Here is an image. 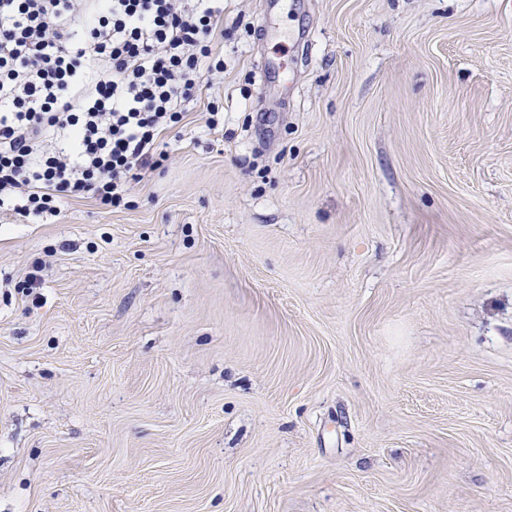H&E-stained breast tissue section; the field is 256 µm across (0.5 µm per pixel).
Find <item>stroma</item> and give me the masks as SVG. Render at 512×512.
<instances>
[{
    "label": "stroma",
    "mask_w": 512,
    "mask_h": 512,
    "mask_svg": "<svg viewBox=\"0 0 512 512\" xmlns=\"http://www.w3.org/2000/svg\"><path fill=\"white\" fill-rule=\"evenodd\" d=\"M224 29L131 208L0 210V512H512V0Z\"/></svg>",
    "instance_id": "stroma-1"
}]
</instances>
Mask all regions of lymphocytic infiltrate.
Returning a JSON list of instances; mask_svg holds the SVG:
<instances>
[{
  "label": "lymphocytic infiltrate",
  "instance_id": "1",
  "mask_svg": "<svg viewBox=\"0 0 512 512\" xmlns=\"http://www.w3.org/2000/svg\"><path fill=\"white\" fill-rule=\"evenodd\" d=\"M223 0H0V209L127 203L224 73Z\"/></svg>",
  "mask_w": 512,
  "mask_h": 512
}]
</instances>
